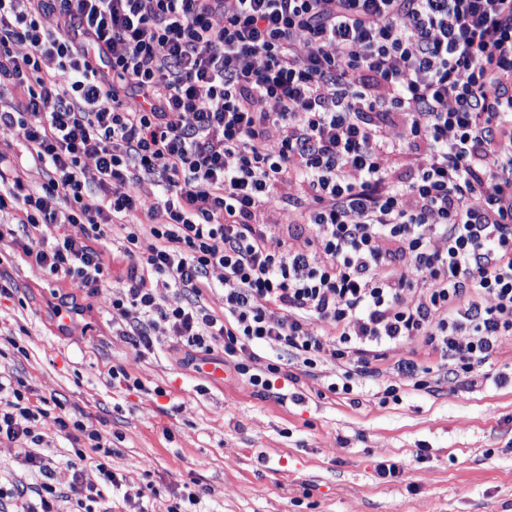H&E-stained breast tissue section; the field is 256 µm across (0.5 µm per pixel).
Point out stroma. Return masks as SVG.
Listing matches in <instances>:
<instances>
[{
	"mask_svg": "<svg viewBox=\"0 0 512 512\" xmlns=\"http://www.w3.org/2000/svg\"><path fill=\"white\" fill-rule=\"evenodd\" d=\"M0 150L41 185L23 129H0ZM110 268L106 288L90 295L41 272L21 248L1 251L11 293L0 297V335L17 334L27 353H6L0 367L111 438L112 467L127 477L115 498L150 484L195 491L198 512H512V383L464 390L417 339L376 363L377 381L398 386L399 401H351L327 390L333 364L305 376L289 362L285 373L300 380L283 402L243 382L218 342L195 368L172 341L136 357L106 309L125 264ZM61 295L78 310L65 332L54 312ZM402 360L420 365L426 389L413 390L397 369ZM119 365L144 391L113 386L109 371ZM158 386L164 397L152 395ZM383 465L397 475L380 477Z\"/></svg>",
	"mask_w": 512,
	"mask_h": 512,
	"instance_id": "1",
	"label": "stroma"
}]
</instances>
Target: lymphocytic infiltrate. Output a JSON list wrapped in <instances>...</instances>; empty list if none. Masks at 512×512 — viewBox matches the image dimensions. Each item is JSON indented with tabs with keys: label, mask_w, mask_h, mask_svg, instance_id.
Wrapping results in <instances>:
<instances>
[{
	"label": "lymphocytic infiltrate",
	"mask_w": 512,
	"mask_h": 512,
	"mask_svg": "<svg viewBox=\"0 0 512 512\" xmlns=\"http://www.w3.org/2000/svg\"><path fill=\"white\" fill-rule=\"evenodd\" d=\"M5 84L21 97L0 128L24 129L46 179L10 177L0 212L79 226L23 250L90 293L119 243L109 306L137 357L219 341L267 393L284 358L329 360L349 395L421 337L472 388L512 335V0H0ZM145 180L158 201L138 224ZM20 439L27 474L0 483V512H97L126 481L99 429L1 370L0 442ZM40 424L42 430L51 437L49 439L51 441L50 447L44 448L43 452L54 457L60 463V467L65 469V462L68 460L66 452L67 449L71 447L65 435L57 432V428L54 423V414L50 413L41 418Z\"/></svg>",
	"instance_id": "f902f5d3"
}]
</instances>
